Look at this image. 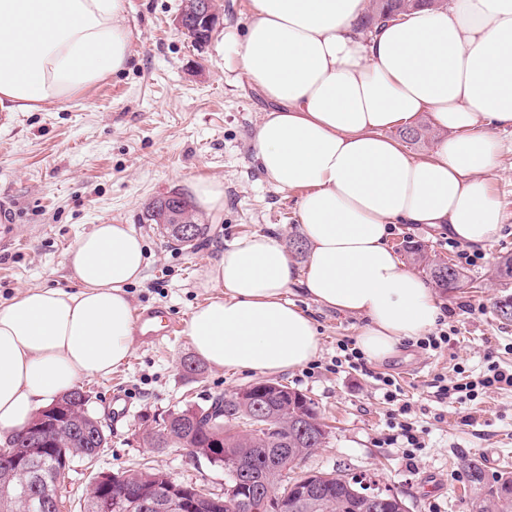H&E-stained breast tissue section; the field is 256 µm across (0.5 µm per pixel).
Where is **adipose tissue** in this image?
<instances>
[{"label":"adipose tissue","mask_w":512,"mask_h":512,"mask_svg":"<svg viewBox=\"0 0 512 512\" xmlns=\"http://www.w3.org/2000/svg\"><path fill=\"white\" fill-rule=\"evenodd\" d=\"M368 0H254L229 33L235 63L272 108L251 141L256 166L301 193L304 262L271 234L235 239L202 274L192 350L213 367L286 372L317 356L314 321L288 295L363 318L365 357L396 354L440 315L421 275L388 244L415 224L485 248L504 215L490 188L512 143V0H451L365 34ZM126 0H0V111L35 112L124 69ZM449 133L429 156L389 135L419 113ZM128 224H98L68 250L74 290L33 288L0 303V442L85 377L131 355L128 285L143 277Z\"/></svg>","instance_id":"adipose-tissue-1"}]
</instances>
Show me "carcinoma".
<instances>
[{"mask_svg": "<svg viewBox=\"0 0 512 512\" xmlns=\"http://www.w3.org/2000/svg\"><path fill=\"white\" fill-rule=\"evenodd\" d=\"M442 0H369L363 16L362 29L372 31L382 20L406 14L420 7H439ZM182 34L196 46L208 42L207 29L201 20L192 18ZM431 277L441 288L458 287L460 272L450 263L427 265ZM267 411L277 416V422L266 427L242 430L248 425V413L240 404L239 393L232 392L218 397L215 404L223 415V424L209 423V417L199 416L202 406L186 404L165 415L156 425L164 427L167 438L162 439L154 428L142 432V440L149 448H186L194 455L206 459L211 465L223 467L224 460H235L256 478L269 485H282L298 461L321 447L319 438L326 435L324 425L318 420L314 403L304 395L283 386L282 392L268 391L259 396ZM108 444L104 425L84 408V404L68 402L64 425L47 433L38 453V460L45 466L57 461L60 448H67L72 461L91 463ZM132 486L153 485L161 482L165 473L144 465L138 469L120 472ZM322 489L315 500L297 499L289 503L288 512H371L370 500L365 493L371 490L364 479L347 477L335 472L319 474ZM512 481V475L500 474L494 486L482 487L472 499V512H512V497L499 493V487ZM22 484L15 476L11 481L0 478V501L9 498L6 507L10 512H26L31 507L39 512H60L51 507H41L38 499L27 501L20 497ZM224 512H264L261 499L245 493L224 491Z\"/></svg>", "mask_w": 512, "mask_h": 512, "instance_id": "1", "label": "carcinoma"}]
</instances>
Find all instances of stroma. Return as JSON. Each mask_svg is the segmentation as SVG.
Segmentation results:
<instances>
[{
    "mask_svg": "<svg viewBox=\"0 0 512 512\" xmlns=\"http://www.w3.org/2000/svg\"><path fill=\"white\" fill-rule=\"evenodd\" d=\"M181 0H128L131 57L124 71L41 112H0V203L15 216L14 239L0 238V302L33 287L72 288L63 261L76 240L97 224H129L145 245L143 279L128 288L134 308L156 306L181 322L205 302L201 273L236 238L271 233L299 235L300 191L280 190L253 161L251 140L267 103L224 48V36L244 27L253 0H220V20L211 40L191 46L173 25ZM224 182V209L198 212L209 227L195 251L180 249L146 210L168 192H187L188 181ZM505 222L499 235L465 263L447 234L412 224L394 225L389 244L402 262L405 243L422 247L430 262L452 261L462 275L454 289H437L439 329H453L448 346L403 344L398 353L364 369L337 370L338 346L356 340L361 318L322 308L303 294L292 299L313 318L321 340L311 362L278 374V382L310 398L330 428L326 443L297 472L364 476L399 495L408 512H471L469 471L483 470L486 483L512 473V388L492 390L460 404L437 400L435 375L457 380L465 368L478 380L489 360L512 366V321L496 306L512 297V279L496 273L512 255V155L491 179ZM197 361L187 334L157 345L134 342L128 363L111 375L80 380L90 410L109 434L93 465L75 464L62 493L65 512H80L79 499L98 472L149 464L178 480L221 492L227 480L189 450L156 451L141 433L154 416L192 401L249 387L259 376L227 372ZM398 383L396 401H386L383 377ZM422 428L415 460L403 442L388 439L402 404Z\"/></svg>",
    "mask_w": 512,
    "mask_h": 512,
    "instance_id": "obj_1",
    "label": "stroma"
}]
</instances>
